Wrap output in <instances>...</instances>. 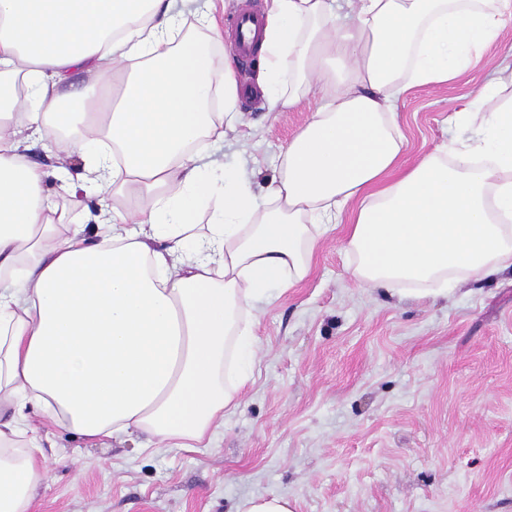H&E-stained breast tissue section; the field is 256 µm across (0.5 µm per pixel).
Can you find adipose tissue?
Here are the masks:
<instances>
[{"label":"adipose tissue","mask_w":512,"mask_h":512,"mask_svg":"<svg viewBox=\"0 0 512 512\" xmlns=\"http://www.w3.org/2000/svg\"><path fill=\"white\" fill-rule=\"evenodd\" d=\"M189 2L0 0V512H28L41 477L30 405L89 440L210 447L248 380L244 310L301 283L329 225L346 223L368 288L512 270L498 78L409 166L397 121L412 88L473 66L512 0H268L259 92L273 112L323 96L261 198L251 172L215 177L202 145L236 128L241 89L232 59L180 37ZM36 133L77 161L56 185L26 155ZM93 192L111 204L92 228L71 223L59 198Z\"/></svg>","instance_id":"1"}]
</instances>
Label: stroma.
<instances>
[{"label":"stroma","mask_w":512,"mask_h":512,"mask_svg":"<svg viewBox=\"0 0 512 512\" xmlns=\"http://www.w3.org/2000/svg\"><path fill=\"white\" fill-rule=\"evenodd\" d=\"M509 55L512 20L454 84L408 92L405 161L447 144L451 113ZM319 102L240 100L216 158L266 186ZM352 263L337 225L308 278L259 305L253 376L209 451L45 428L29 512H236L259 495L295 512H512V273L417 300L359 287Z\"/></svg>","instance_id":"obj_1"}]
</instances>
